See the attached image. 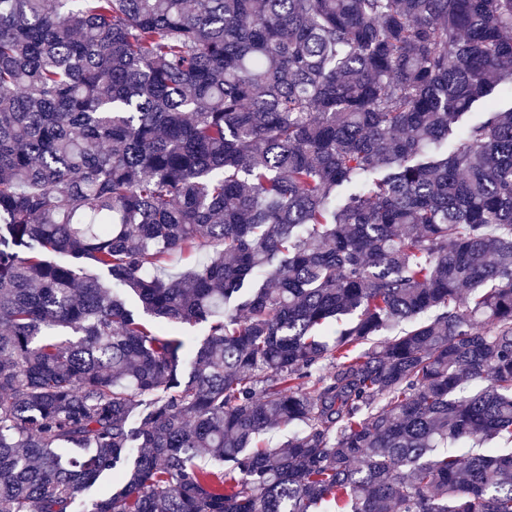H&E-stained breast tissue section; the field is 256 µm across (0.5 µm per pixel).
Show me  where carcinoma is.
I'll use <instances>...</instances> for the list:
<instances>
[{
    "label": "carcinoma",
    "instance_id": "obj_1",
    "mask_svg": "<svg viewBox=\"0 0 512 512\" xmlns=\"http://www.w3.org/2000/svg\"><path fill=\"white\" fill-rule=\"evenodd\" d=\"M501 93L512 0H0V512H512Z\"/></svg>",
    "mask_w": 512,
    "mask_h": 512
}]
</instances>
